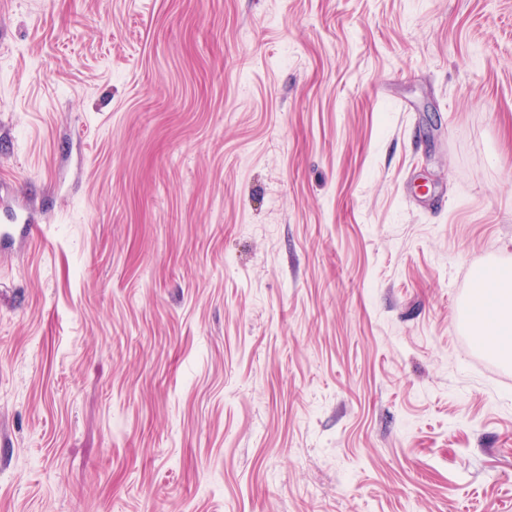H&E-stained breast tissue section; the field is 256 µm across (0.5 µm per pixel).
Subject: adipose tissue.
I'll return each mask as SVG.
<instances>
[{"label":"adipose tissue","mask_w":512,"mask_h":512,"mask_svg":"<svg viewBox=\"0 0 512 512\" xmlns=\"http://www.w3.org/2000/svg\"><path fill=\"white\" fill-rule=\"evenodd\" d=\"M472 335L493 357L512 358V267L483 276L469 299Z\"/></svg>","instance_id":"adipose-tissue-1"}]
</instances>
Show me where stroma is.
Masks as SVG:
<instances>
[{
  "label": "stroma",
  "mask_w": 512,
  "mask_h": 512,
  "mask_svg": "<svg viewBox=\"0 0 512 512\" xmlns=\"http://www.w3.org/2000/svg\"><path fill=\"white\" fill-rule=\"evenodd\" d=\"M0 512H512V0H0ZM472 335L486 352L511 362L512 267L498 268L480 280L469 299Z\"/></svg>",
  "instance_id": "1"
}]
</instances>
